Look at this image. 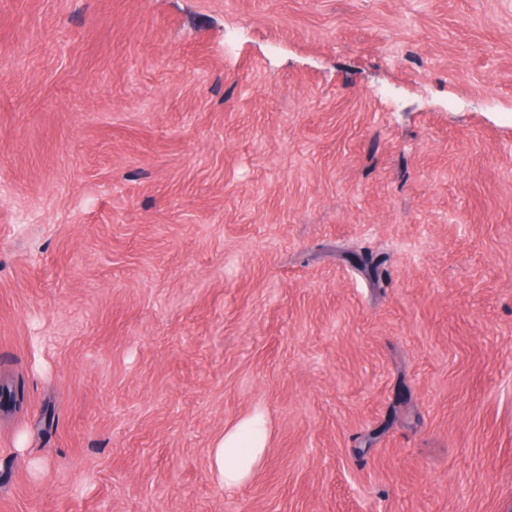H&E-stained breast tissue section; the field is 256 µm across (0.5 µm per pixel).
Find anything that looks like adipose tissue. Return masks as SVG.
<instances>
[{"label":"adipose tissue","instance_id":"adipose-tissue-1","mask_svg":"<svg viewBox=\"0 0 512 512\" xmlns=\"http://www.w3.org/2000/svg\"><path fill=\"white\" fill-rule=\"evenodd\" d=\"M269 430L265 417L255 413L226 429L210 452V471L224 487L246 482L262 459Z\"/></svg>","mask_w":512,"mask_h":512}]
</instances>
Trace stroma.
Here are the masks:
<instances>
[{
    "label": "stroma",
    "mask_w": 512,
    "mask_h": 512,
    "mask_svg": "<svg viewBox=\"0 0 512 512\" xmlns=\"http://www.w3.org/2000/svg\"><path fill=\"white\" fill-rule=\"evenodd\" d=\"M4 385L0 512H512V0H0ZM269 430L265 417L249 415L224 431L210 452V471L225 488L246 482L262 459Z\"/></svg>",
    "instance_id": "obj_1"
}]
</instances>
